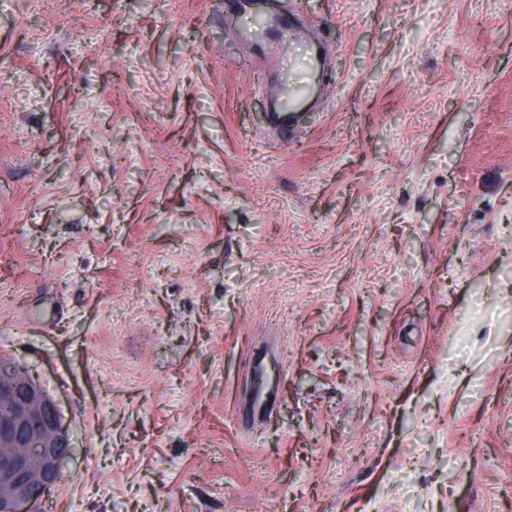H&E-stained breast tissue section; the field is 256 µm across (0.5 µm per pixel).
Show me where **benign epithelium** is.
Wrapping results in <instances>:
<instances>
[{
	"label": "benign epithelium",
	"instance_id": "benign-epithelium-1",
	"mask_svg": "<svg viewBox=\"0 0 512 512\" xmlns=\"http://www.w3.org/2000/svg\"><path fill=\"white\" fill-rule=\"evenodd\" d=\"M0 512H31L32 503L60 478L71 443L52 400L16 361L0 363ZM42 467L30 470L31 456Z\"/></svg>",
	"mask_w": 512,
	"mask_h": 512
}]
</instances>
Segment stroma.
Wrapping results in <instances>:
<instances>
[{
    "label": "stroma",
    "mask_w": 512,
    "mask_h": 512,
    "mask_svg": "<svg viewBox=\"0 0 512 512\" xmlns=\"http://www.w3.org/2000/svg\"><path fill=\"white\" fill-rule=\"evenodd\" d=\"M0 0V357L47 512H512V0ZM267 4L266 0L226 1L229 8H236L239 13L251 20L250 24L241 30V35L257 52H263L275 38L281 39L288 34L300 38L295 31L293 19L286 14L269 11ZM307 56V76L304 80L294 82L286 76L278 87V93L272 102L270 112L271 124L281 132H287L292 122L303 111L317 91L316 77L322 64L321 54L315 44L305 42ZM0 368V400L13 407L0 416V511L30 512L59 480L72 445L55 404L27 371L12 359ZM6 403L0 402V412ZM32 455L43 462L34 472Z\"/></svg>",
    "instance_id": "stroma-1"
}]
</instances>
